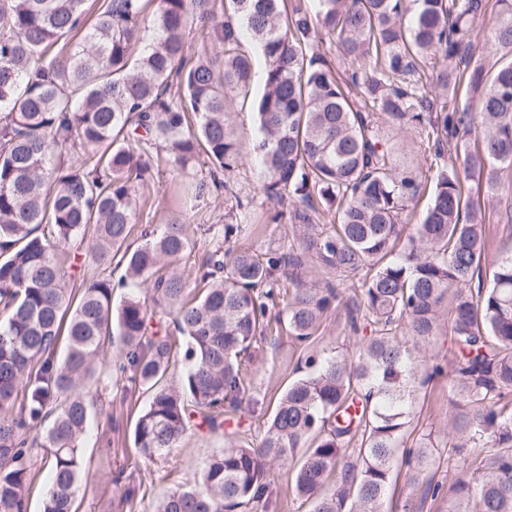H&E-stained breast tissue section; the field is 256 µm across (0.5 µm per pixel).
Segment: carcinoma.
<instances>
[{
    "mask_svg": "<svg viewBox=\"0 0 512 512\" xmlns=\"http://www.w3.org/2000/svg\"><path fill=\"white\" fill-rule=\"evenodd\" d=\"M483 14V0H0V512H26L41 451L42 512H76L104 349L148 396L133 445L157 459L254 400L242 356L275 332L299 349L300 375L259 444L226 433L200 485L154 512H276L275 464L308 512H387L398 468L410 497L447 512H512V253L486 270V224L465 193L476 179L499 189L512 168V0H494L481 35ZM194 28L212 51L190 65ZM462 85L473 112L452 97ZM241 99L267 223L292 226L265 251L237 245L252 232L230 180ZM406 126L425 172L394 155ZM162 162L207 167L191 198L222 190L240 211L193 271L179 265L187 220H143L139 191ZM88 254L120 279H75ZM340 315L355 351L317 349ZM443 331L456 349L446 431L407 449L417 392L444 374L421 350ZM442 448L447 485L427 478ZM466 448L486 454L456 465ZM115 483L124 505L142 486L121 471ZM231 112V122L237 132L242 136L243 140L246 141V148H244V154L249 153V142L256 132V118L255 113L251 110L249 105L236 106Z\"/></svg>",
    "mask_w": 512,
    "mask_h": 512,
    "instance_id": "obj_1",
    "label": "carcinoma"
}]
</instances>
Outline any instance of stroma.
<instances>
[{"label": "stroma", "instance_id": "stroma-1", "mask_svg": "<svg viewBox=\"0 0 512 512\" xmlns=\"http://www.w3.org/2000/svg\"><path fill=\"white\" fill-rule=\"evenodd\" d=\"M192 180L191 169L160 165L142 190L151 206L150 220L156 224L182 218L184 209L176 195L179 186ZM512 202L507 197L485 201L487 224V265L512 253V227L502 215ZM232 203L224 195L212 194L199 200L188 226L195 247L186 262L200 263L213 244L209 227L225 223ZM248 374L255 401L244 405L240 422L253 438H260L263 423L271 415L276 401L294 376L297 356L288 336H270L251 350ZM96 404L82 445L86 469L77 496V512H118L119 491L112 482L118 469L134 472L143 487L134 499V512H154L159 497L178 485L199 483L209 459L224 446L223 432H189L167 458L155 461L140 455L132 442L135 420L145 406V394L129 395L116 379H101L96 385ZM448 410V379L439 377L421 390L417 399L419 432L441 433Z\"/></svg>", "mask_w": 512, "mask_h": 512}]
</instances>
